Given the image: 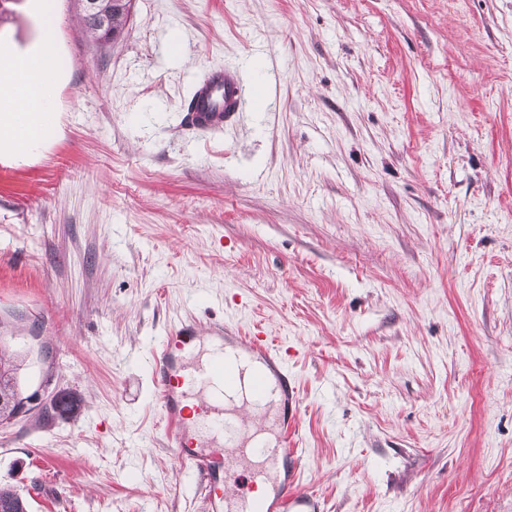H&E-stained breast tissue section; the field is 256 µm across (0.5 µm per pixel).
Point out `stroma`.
<instances>
[{
  "mask_svg": "<svg viewBox=\"0 0 512 512\" xmlns=\"http://www.w3.org/2000/svg\"><path fill=\"white\" fill-rule=\"evenodd\" d=\"M53 133L0 146V422L27 512H207L147 368L170 322L287 341L326 512H512V0H8ZM242 126L182 120L217 66ZM74 413L52 409L58 393ZM84 9L86 14L90 15L92 18H94L99 26L102 29H106L107 26V15L109 13V10L106 9L105 4L102 0H85L84 1ZM86 17V24L88 27V30L91 34H93L95 37L103 38L105 30L100 29L98 24L93 21L91 18H89L87 15ZM14 368L2 367L0 361V421L16 417L18 409L28 402L29 396H21L14 383Z\"/></svg>",
  "mask_w": 512,
  "mask_h": 512,
  "instance_id": "stroma-1",
  "label": "stroma"
}]
</instances>
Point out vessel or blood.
<instances>
[{
    "label": "vessel or blood",
    "mask_w": 512,
    "mask_h": 512,
    "mask_svg": "<svg viewBox=\"0 0 512 512\" xmlns=\"http://www.w3.org/2000/svg\"><path fill=\"white\" fill-rule=\"evenodd\" d=\"M194 95L185 120L202 129L234 120L253 104L240 74L221 66L197 82ZM149 360L167 446L202 482L209 512H325L324 500L301 486L300 397L283 342L258 329L180 319L152 346ZM241 385L253 400L269 398L287 409L272 442L250 443L238 411L225 407ZM203 438L208 447H200Z\"/></svg>",
    "instance_id": "1"
}]
</instances>
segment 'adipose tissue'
<instances>
[{
  "mask_svg": "<svg viewBox=\"0 0 512 512\" xmlns=\"http://www.w3.org/2000/svg\"><path fill=\"white\" fill-rule=\"evenodd\" d=\"M52 57L23 59L0 72V144L25 152L45 127L51 97Z\"/></svg>",
  "mask_w": 512,
  "mask_h": 512,
  "instance_id": "ef3b65f1",
  "label": "adipose tissue"
}]
</instances>
